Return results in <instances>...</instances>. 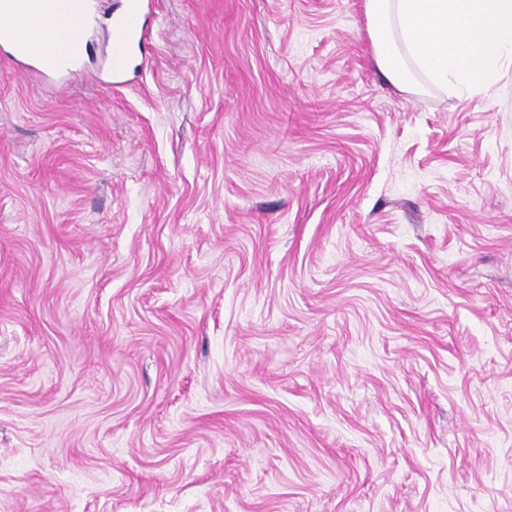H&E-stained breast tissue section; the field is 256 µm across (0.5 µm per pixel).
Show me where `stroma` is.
I'll return each mask as SVG.
<instances>
[{"instance_id": "stroma-1", "label": "stroma", "mask_w": 512, "mask_h": 512, "mask_svg": "<svg viewBox=\"0 0 512 512\" xmlns=\"http://www.w3.org/2000/svg\"><path fill=\"white\" fill-rule=\"evenodd\" d=\"M0 52V512H512V63L389 83L364 0H153L111 85Z\"/></svg>"}]
</instances>
